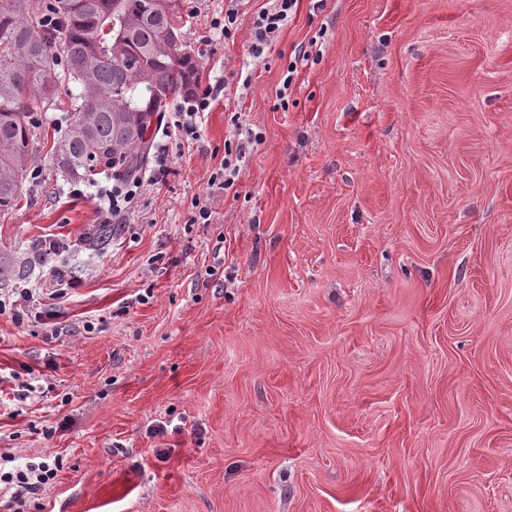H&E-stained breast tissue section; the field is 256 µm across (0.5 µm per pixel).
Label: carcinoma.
<instances>
[{"mask_svg":"<svg viewBox=\"0 0 512 512\" xmlns=\"http://www.w3.org/2000/svg\"><path fill=\"white\" fill-rule=\"evenodd\" d=\"M57 27L43 24L46 9ZM180 0H0V212L18 199L35 151L32 101L67 104L58 167L93 181L97 168L135 177L152 118L192 93L199 61L182 44Z\"/></svg>","mask_w":512,"mask_h":512,"instance_id":"obj_1","label":"carcinoma"}]
</instances>
